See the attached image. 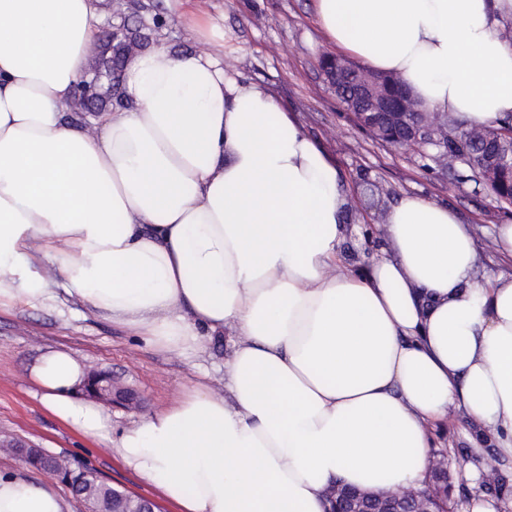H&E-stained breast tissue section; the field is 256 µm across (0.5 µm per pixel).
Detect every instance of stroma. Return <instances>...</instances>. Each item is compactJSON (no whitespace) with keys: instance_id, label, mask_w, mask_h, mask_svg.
<instances>
[{"instance_id":"35a3bbf8","label":"stroma","mask_w":512,"mask_h":512,"mask_svg":"<svg viewBox=\"0 0 512 512\" xmlns=\"http://www.w3.org/2000/svg\"><path fill=\"white\" fill-rule=\"evenodd\" d=\"M151 10L129 13L125 0H112L113 25L139 29L144 49L163 44L179 54L215 51L214 40L197 34L198 18H212L224 33V72L244 85L269 90L303 132L335 162L352 227L342 243L349 270L358 272L380 256L384 239L368 234V218L387 221L389 211L408 195L451 210L470 228L479 273L512 275V260L492 242L495 225L512 222V205L497 203L472 180L452 177L418 150L391 147L354 121L320 66L335 55L317 24L315 0H150ZM234 328L209 341L205 353L192 356L148 343L134 331L82 313L80 305L60 298L47 307L0 310V431L24 438L52 454L90 466L111 485L156 503L158 512H177L161 492L146 487L121 461L93 440L75 433L41 403L28 379L29 364L44 350L72 352L84 364L111 372L117 386L135 394L138 408L111 405L114 432L131 427L145 414L173 404L184 386L207 376L216 392L224 390V362ZM433 459L443 460L454 488L452 512H464L483 494V481L466 477L465 466L495 469L502 479L499 502H512V458L493 445L473 450L461 413L453 412L433 432Z\"/></svg>"}]
</instances>
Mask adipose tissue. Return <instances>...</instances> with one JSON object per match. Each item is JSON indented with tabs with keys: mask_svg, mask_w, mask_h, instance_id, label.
I'll use <instances>...</instances> for the list:
<instances>
[{
	"mask_svg": "<svg viewBox=\"0 0 512 512\" xmlns=\"http://www.w3.org/2000/svg\"><path fill=\"white\" fill-rule=\"evenodd\" d=\"M330 40L429 111L512 114V0H316ZM98 0H0V307L55 285L188 354L233 326L227 396L186 387L121 434L59 349L28 374L53 416L181 512H327L344 485L422 488L450 409L512 456V276L476 269L456 215L407 196L387 251L344 267L332 159L220 52L130 57L129 108L67 107ZM53 481L0 469V512H69Z\"/></svg>",
	"mask_w": 512,
	"mask_h": 512,
	"instance_id": "adipose-tissue-1",
	"label": "adipose tissue"
}]
</instances>
